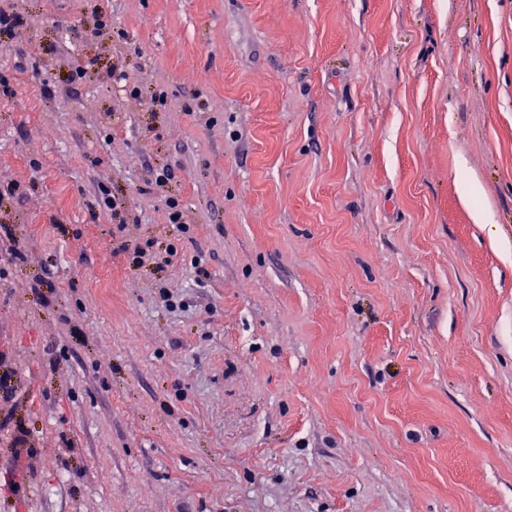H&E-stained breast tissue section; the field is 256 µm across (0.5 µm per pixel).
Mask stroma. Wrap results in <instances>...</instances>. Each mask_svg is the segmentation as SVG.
Listing matches in <instances>:
<instances>
[{
	"mask_svg": "<svg viewBox=\"0 0 512 512\" xmlns=\"http://www.w3.org/2000/svg\"><path fill=\"white\" fill-rule=\"evenodd\" d=\"M0 4V512H512V0Z\"/></svg>",
	"mask_w": 512,
	"mask_h": 512,
	"instance_id": "obj_1",
	"label": "stroma"
}]
</instances>
